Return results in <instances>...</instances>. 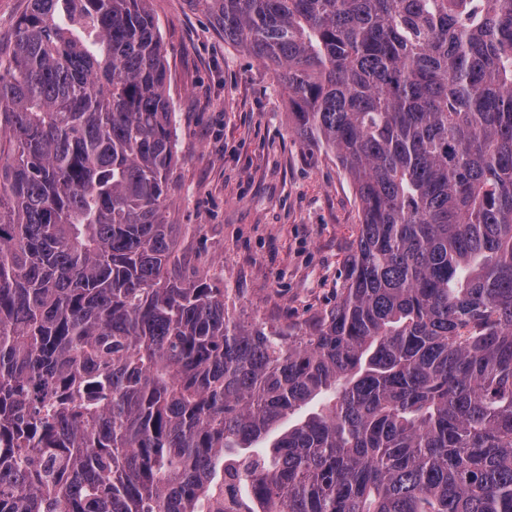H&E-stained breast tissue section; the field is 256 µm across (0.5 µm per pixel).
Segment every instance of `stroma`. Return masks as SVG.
<instances>
[{
    "label": "stroma",
    "instance_id": "35a3bbf8",
    "mask_svg": "<svg viewBox=\"0 0 512 512\" xmlns=\"http://www.w3.org/2000/svg\"><path fill=\"white\" fill-rule=\"evenodd\" d=\"M168 64L178 165L168 223L185 275L246 323L302 326L344 284L358 203L333 157L288 124L273 72L226 42L194 0H149Z\"/></svg>",
    "mask_w": 512,
    "mask_h": 512
}]
</instances>
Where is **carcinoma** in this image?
<instances>
[{
  "instance_id": "cac0c4a2",
  "label": "carcinoma",
  "mask_w": 512,
  "mask_h": 512,
  "mask_svg": "<svg viewBox=\"0 0 512 512\" xmlns=\"http://www.w3.org/2000/svg\"><path fill=\"white\" fill-rule=\"evenodd\" d=\"M359 204L336 305L182 275L147 0L0 46V512H512V0H196Z\"/></svg>"
}]
</instances>
